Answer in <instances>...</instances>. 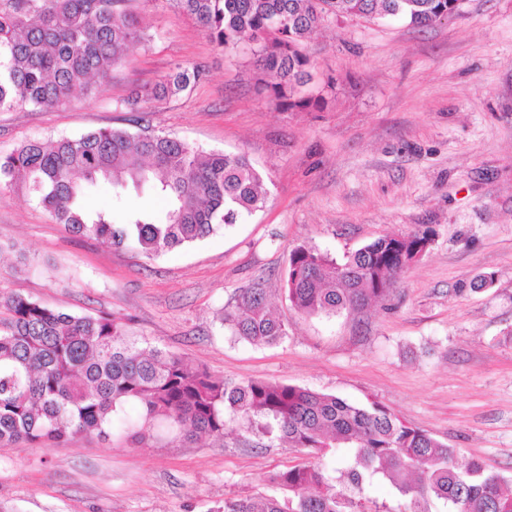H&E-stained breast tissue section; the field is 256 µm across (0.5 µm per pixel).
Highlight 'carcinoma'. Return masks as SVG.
Masks as SVG:
<instances>
[{"instance_id": "1", "label": "carcinoma", "mask_w": 512, "mask_h": 512, "mask_svg": "<svg viewBox=\"0 0 512 512\" xmlns=\"http://www.w3.org/2000/svg\"><path fill=\"white\" fill-rule=\"evenodd\" d=\"M130 0H0V111L52 108L77 92L98 93L129 48L148 41ZM220 47L242 51L260 89L288 110L321 111L307 89L304 40L327 18H399L424 28L456 0H170ZM201 71L178 66L135 91L133 102L191 89ZM107 185L162 196L163 212L124 222L90 210L85 197ZM17 188L79 236L132 245L148 258L201 241L263 208L264 177L243 153L204 154L166 134L104 129L30 141L0 155V193ZM422 232L378 238L338 260L315 247L289 256L284 293L305 315L336 316L385 296L427 250ZM224 326L253 345H273L288 327L264 288L242 291ZM128 405L131 411L122 410ZM233 415L307 459L274 475L288 492L226 496L218 512H372L368 488L388 483L403 512H512V489L479 461L409 427L384 406L266 380L226 382L152 346L108 313L49 309L21 295L0 300V444L48 447L108 434L115 425L161 419L185 436L224 435Z\"/></svg>"}]
</instances>
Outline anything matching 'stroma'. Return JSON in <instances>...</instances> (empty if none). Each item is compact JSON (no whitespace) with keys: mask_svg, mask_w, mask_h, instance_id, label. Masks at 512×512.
<instances>
[{"mask_svg":"<svg viewBox=\"0 0 512 512\" xmlns=\"http://www.w3.org/2000/svg\"><path fill=\"white\" fill-rule=\"evenodd\" d=\"M149 39L102 92L59 107L0 112V153L103 128L149 127L206 152L245 154L265 206L196 244L148 259L68 231L21 192L0 195V298L108 312L169 354L229 382L272 380L347 402L384 405L410 427L512 481V0H463L418 29L400 20L328 19L305 41L327 110L288 112L258 93L242 52L227 51L171 0H132ZM191 90L138 106L135 87L175 66ZM86 204L115 218L157 211L133 189ZM429 232L424 256L385 297L337 316L295 311L283 292L293 248L340 258L385 235ZM490 286L477 290L481 276ZM263 282L288 326L257 346L222 322L240 290ZM301 458L288 442L227 422L184 438L158 421L50 448L0 445V512H216L228 495L283 497L274 473Z\"/></svg>","mask_w":512,"mask_h":512,"instance_id":"1","label":"stroma"}]
</instances>
